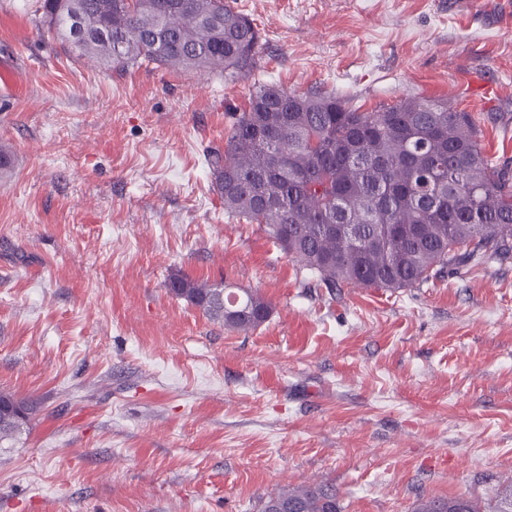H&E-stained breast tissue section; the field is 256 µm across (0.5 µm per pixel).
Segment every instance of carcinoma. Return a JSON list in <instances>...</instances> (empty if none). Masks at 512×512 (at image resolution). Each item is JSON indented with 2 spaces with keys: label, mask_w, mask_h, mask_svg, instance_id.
<instances>
[{
  "label": "carcinoma",
  "mask_w": 512,
  "mask_h": 512,
  "mask_svg": "<svg viewBox=\"0 0 512 512\" xmlns=\"http://www.w3.org/2000/svg\"><path fill=\"white\" fill-rule=\"evenodd\" d=\"M34 16L79 58L127 69L154 64L215 72L260 69L261 35L224 0H33ZM224 152L208 162L224 212L264 227L319 288L397 291L512 251V166L485 155L468 112L446 100L402 97L363 112L334 93L253 84L227 113ZM169 292L239 332L271 315L259 293L176 275ZM36 415L0 393V438ZM261 512H340L336 488L300 484ZM413 512H481L465 497L420 500Z\"/></svg>",
  "instance_id": "obj_1"
}]
</instances>
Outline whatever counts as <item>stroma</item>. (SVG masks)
<instances>
[{
    "mask_svg": "<svg viewBox=\"0 0 512 512\" xmlns=\"http://www.w3.org/2000/svg\"><path fill=\"white\" fill-rule=\"evenodd\" d=\"M263 79L369 112L407 95L471 113L512 161V23L495 0H229ZM0 512H258L333 484L342 512L512 483V255L397 292L315 287L228 216L205 155L252 82L91 64L0 0ZM260 292L244 333L169 293ZM36 408L26 399L0 393V438L16 435L27 427L36 415Z\"/></svg>",
    "mask_w": 512,
    "mask_h": 512,
    "instance_id": "35a3bbf8",
    "label": "stroma"
}]
</instances>
